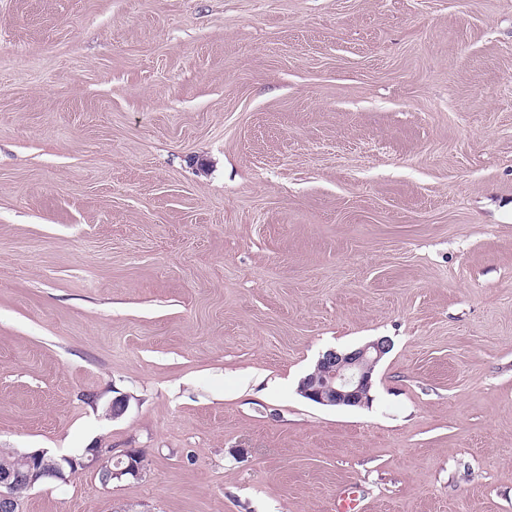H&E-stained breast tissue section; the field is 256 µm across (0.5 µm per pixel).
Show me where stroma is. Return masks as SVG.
I'll list each match as a JSON object with an SVG mask.
<instances>
[{"instance_id":"obj_1","label":"stroma","mask_w":512,"mask_h":512,"mask_svg":"<svg viewBox=\"0 0 512 512\" xmlns=\"http://www.w3.org/2000/svg\"><path fill=\"white\" fill-rule=\"evenodd\" d=\"M91 447L20 512H512V0H0V448ZM389 349L390 341L379 338L348 352L328 350L300 381L299 393L322 406L369 405L375 368ZM123 457H126L124 464H117L114 469H98L99 479L103 485L129 480L138 481L144 477L148 466L145 461L146 454L143 450L129 449Z\"/></svg>"}]
</instances>
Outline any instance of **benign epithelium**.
<instances>
[{"label": "benign epithelium", "mask_w": 512, "mask_h": 512, "mask_svg": "<svg viewBox=\"0 0 512 512\" xmlns=\"http://www.w3.org/2000/svg\"><path fill=\"white\" fill-rule=\"evenodd\" d=\"M389 349L390 341L379 338L348 352L329 350L319 358L314 371L300 381L299 393L322 406H367L372 401L375 368ZM18 456L24 470H0V512H18L19 502L10 493L13 486L65 482L74 471L87 466L83 454L54 456L43 448L24 450ZM124 457L125 462L116 468L98 470L102 484L144 477L148 470L145 452L129 449Z\"/></svg>", "instance_id": "benign-epithelium-1"}]
</instances>
